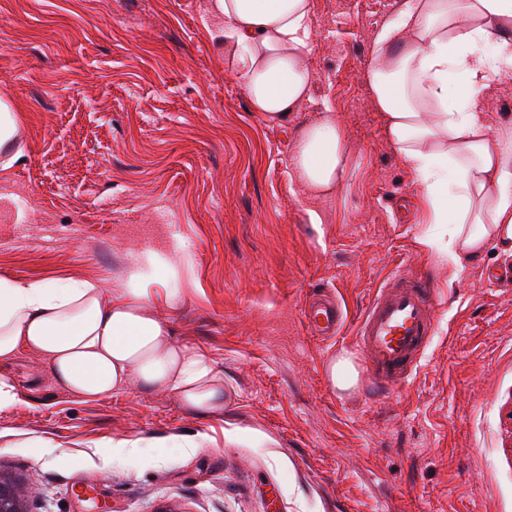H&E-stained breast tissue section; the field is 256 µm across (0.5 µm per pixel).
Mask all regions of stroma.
Returning <instances> with one entry per match:
<instances>
[{"mask_svg":"<svg viewBox=\"0 0 512 512\" xmlns=\"http://www.w3.org/2000/svg\"><path fill=\"white\" fill-rule=\"evenodd\" d=\"M399 3L311 0L313 99L272 120L225 62L207 0H0V87L22 116L21 155L0 169V277L117 288L132 253L179 243L154 308L224 371V413L203 419L134 386L77 401L20 353L0 474L28 512H512V291L485 278L512 258L490 247L456 275L421 249V191L366 81ZM482 102L491 129L512 124V67ZM325 104L351 170L314 196L290 157ZM400 268L435 289L421 365L393 395L371 397L364 374L338 392L328 365L346 353L363 366L358 321ZM325 288L347 321L324 339L303 309ZM228 424L243 433L232 444ZM189 432L204 447H176ZM121 439L143 458L99 469Z\"/></svg>","mask_w":512,"mask_h":512,"instance_id":"1","label":"stroma"}]
</instances>
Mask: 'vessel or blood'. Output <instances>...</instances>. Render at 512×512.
<instances>
[{
  "instance_id": "vessel-or-blood-1",
  "label": "vessel or blood",
  "mask_w": 512,
  "mask_h": 512,
  "mask_svg": "<svg viewBox=\"0 0 512 512\" xmlns=\"http://www.w3.org/2000/svg\"><path fill=\"white\" fill-rule=\"evenodd\" d=\"M434 302L431 281L412 273H393L376 292L355 336L371 392L391 393L411 377L434 331ZM344 320L340 301L329 294L305 312L310 332L322 338L339 335Z\"/></svg>"
}]
</instances>
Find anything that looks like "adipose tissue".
<instances>
[{"label":"adipose tissue","instance_id":"ef3b65f1","mask_svg":"<svg viewBox=\"0 0 512 512\" xmlns=\"http://www.w3.org/2000/svg\"><path fill=\"white\" fill-rule=\"evenodd\" d=\"M210 9L224 17V57L254 111L284 119L312 99L311 0H212ZM492 39L512 65V0H401L366 73L385 136L427 205L432 228L420 243L456 272L491 244L512 256V126L490 130L481 106L497 75L482 52ZM291 168L311 193L341 188L348 151L330 114L302 127ZM160 261L132 255L126 285L112 290L0 277V412L20 402L8 368L28 350L82 401L135 386L171 393L201 417L221 413V369L154 310L147 278Z\"/></svg>","mask_w":512,"mask_h":512}]
</instances>
